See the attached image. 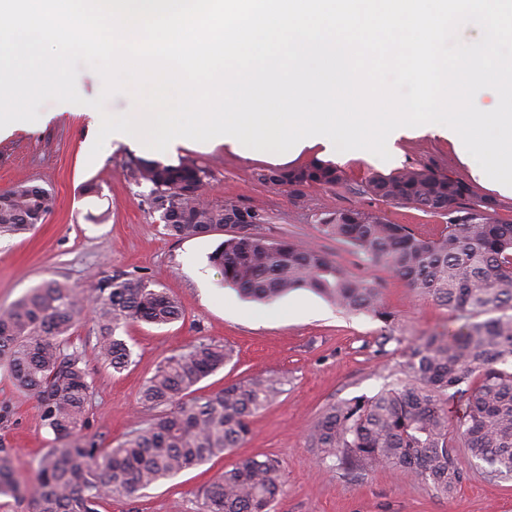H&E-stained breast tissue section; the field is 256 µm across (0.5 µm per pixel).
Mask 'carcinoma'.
I'll return each mask as SVG.
<instances>
[{
  "label": "carcinoma",
  "mask_w": 512,
  "mask_h": 512,
  "mask_svg": "<svg viewBox=\"0 0 512 512\" xmlns=\"http://www.w3.org/2000/svg\"><path fill=\"white\" fill-rule=\"evenodd\" d=\"M130 170L135 181L151 185L155 210L179 216L177 223L163 224L173 238L222 232L224 213L242 208L232 199L205 200L208 173L192 158L171 164L140 157ZM256 178L300 197L303 189L334 186L343 175L336 165L316 160L261 169ZM366 191L446 214L448 224L431 239L405 224L343 209L321 214L319 231L447 308L458 326L412 345L406 378L371 397L329 405L309 429V447L347 473L408 471L446 500L468 476L461 448L485 477L512 478V223L490 218L495 201H472V187L449 174H375ZM54 206L53 193L39 185L2 191L0 233L32 229ZM210 262L228 286L257 302L306 288L349 312L384 323L392 317L379 288L352 276L316 244L233 232ZM181 317L177 301L149 278L124 275L100 277L85 292L51 281L0 309V358L53 434L51 448L37 461L32 512H99L104 501L130 497L222 456L239 446L250 434V420L283 391L284 381L270 376L196 395L197 385L231 359L226 346L199 343L165 357L146 380L140 402L157 414L132 426L110 450L99 448L84 433L93 385L85 353L71 341L76 323L92 324L96 360L119 373L132 361L119 331L131 322L161 326ZM282 492L277 461L256 455L204 489L200 512H271ZM18 494L12 455L1 448L0 497Z\"/></svg>",
  "instance_id": "obj_1"
}]
</instances>
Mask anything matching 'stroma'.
Listing matches in <instances>:
<instances>
[{"label": "stroma", "instance_id": "obj_1", "mask_svg": "<svg viewBox=\"0 0 512 512\" xmlns=\"http://www.w3.org/2000/svg\"><path fill=\"white\" fill-rule=\"evenodd\" d=\"M76 87L84 104L49 101L40 107L37 121L0 129V190L30 182L56 197L53 212L33 231L0 234V308L51 280L82 290L91 275L124 274L147 276L183 309L182 318L169 325L127 327L123 336L133 355L124 372L112 373L88 358L93 395L87 434L109 448L134 421L151 417L139 400L145 381L163 358L200 342L233 350L231 362L201 382L202 393L255 377L285 380L282 393L253 419L241 447L134 497L104 502L100 512H199L205 486L233 464L258 454L272 456L280 465L284 493L273 512H512V480L471 472L448 502L407 472L378 469L356 478L343 475L322 461L306 440L308 428L329 404L375 395L402 377L409 346L452 325L443 306L322 235L316 215L361 209L409 225L425 237L440 232L443 216L367 193V178L391 172L375 155L347 160L340 184L307 188L298 201L288 188L255 179V172L270 166L265 152L246 147L235 152L224 144L198 141L161 152V159L170 163L188 155L204 165L209 176L203 193L210 201L233 199L265 212L267 221L256 226V233L320 245L351 275L374 282L393 319L386 324L346 312L307 289L269 304L250 301L226 286L209 262L222 234L180 241L164 233L150 204L149 185L136 184L129 175L132 160L152 156V149L114 141L90 156L99 126L89 101L100 95L103 81L82 65ZM398 146L401 169L431 170L470 183L476 196L495 199L496 221L512 223V194H498L472 178L447 138L415 135L402 138ZM385 333L393 341L388 354L381 355L375 339ZM1 406L9 408L11 419L0 423V443L14 455L21 494L0 504V512H31L36 461L53 436L42 426L34 400L0 362Z\"/></svg>", "mask_w": 512, "mask_h": 512}]
</instances>
